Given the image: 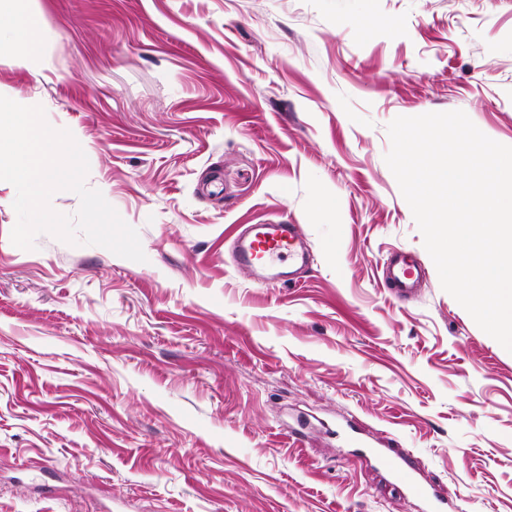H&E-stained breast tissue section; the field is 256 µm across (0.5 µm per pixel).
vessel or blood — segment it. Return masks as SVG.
<instances>
[{"label": "vessel or blood", "instance_id": "b4317fda", "mask_svg": "<svg viewBox=\"0 0 512 512\" xmlns=\"http://www.w3.org/2000/svg\"><path fill=\"white\" fill-rule=\"evenodd\" d=\"M234 263L240 270L267 282L281 276L278 261L286 260L299 267H307L308 256L298 225L268 223L249 224L235 236ZM423 270L408 254H401L387 271L389 285L398 293L411 291ZM391 471L415 497L426 500L430 512H444L442 503L433 500L431 494L406 464L395 463Z\"/></svg>", "mask_w": 512, "mask_h": 512}]
</instances>
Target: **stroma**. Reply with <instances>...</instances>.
<instances>
[{"label": "stroma", "instance_id": "35a3bbf8", "mask_svg": "<svg viewBox=\"0 0 512 512\" xmlns=\"http://www.w3.org/2000/svg\"><path fill=\"white\" fill-rule=\"evenodd\" d=\"M42 106L146 262L9 240L0 181V512H512V353L440 284L385 162L399 116L512 146V0H11ZM312 263L235 269L237 225ZM424 273L396 298L397 252ZM391 471L397 481L403 484L408 492L415 497L425 500L428 503V509L434 512L446 511L442 503L436 501L431 496L427 486L422 484L414 474L413 469L406 466L405 461L402 463L391 464Z\"/></svg>", "mask_w": 512, "mask_h": 512}]
</instances>
